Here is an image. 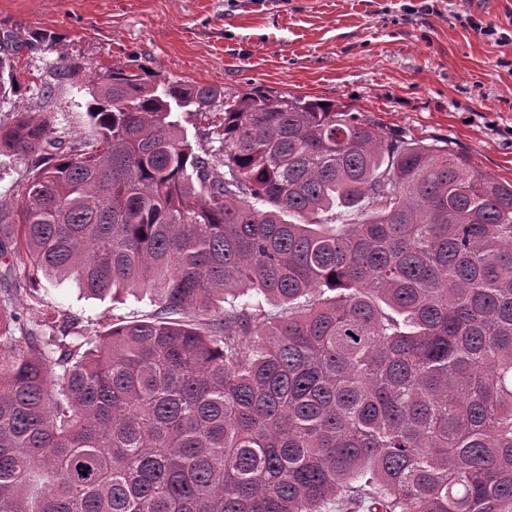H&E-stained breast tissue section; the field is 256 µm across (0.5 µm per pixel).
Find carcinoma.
<instances>
[{"label": "carcinoma", "mask_w": 512, "mask_h": 512, "mask_svg": "<svg viewBox=\"0 0 512 512\" xmlns=\"http://www.w3.org/2000/svg\"><path fill=\"white\" fill-rule=\"evenodd\" d=\"M89 95L67 150L46 112L0 128L32 158L0 278L161 310L29 336L0 299V512H512V182L321 99Z\"/></svg>", "instance_id": "obj_1"}]
</instances>
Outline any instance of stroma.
I'll return each instance as SVG.
<instances>
[{"instance_id": "35a3bbf8", "label": "stroma", "mask_w": 512, "mask_h": 512, "mask_svg": "<svg viewBox=\"0 0 512 512\" xmlns=\"http://www.w3.org/2000/svg\"><path fill=\"white\" fill-rule=\"evenodd\" d=\"M58 37L21 48L40 107L73 140L93 133L88 84L106 68L171 82L328 100L407 139L448 146L485 175L512 181V0H0V51L13 32ZM74 66L59 78V61ZM27 158L0 155V213L14 215ZM31 333L49 316L88 335L121 316L145 320L152 295L92 298L43 282L12 302Z\"/></svg>"}]
</instances>
